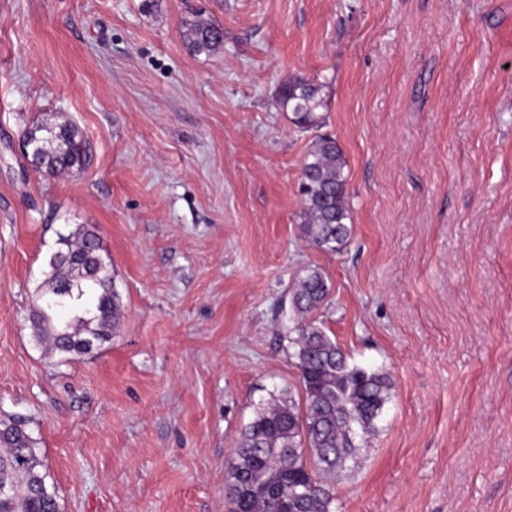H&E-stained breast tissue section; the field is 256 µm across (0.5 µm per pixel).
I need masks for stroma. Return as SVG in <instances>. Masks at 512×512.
Instances as JSON below:
<instances>
[{"instance_id": "stroma-1", "label": "stroma", "mask_w": 512, "mask_h": 512, "mask_svg": "<svg viewBox=\"0 0 512 512\" xmlns=\"http://www.w3.org/2000/svg\"><path fill=\"white\" fill-rule=\"evenodd\" d=\"M196 11L223 51L188 52ZM291 75L346 159L338 254L300 233ZM50 112L85 167L26 157ZM78 224L121 316L63 361L30 316ZM307 267L391 382L333 512H512V0H0V417L28 418L63 512H230L236 437L299 389L283 304Z\"/></svg>"}]
</instances>
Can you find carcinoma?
<instances>
[{"instance_id":"obj_1","label":"carcinoma","mask_w":512,"mask_h":512,"mask_svg":"<svg viewBox=\"0 0 512 512\" xmlns=\"http://www.w3.org/2000/svg\"><path fill=\"white\" fill-rule=\"evenodd\" d=\"M181 36L194 56H210L224 45V31L211 22L185 23ZM320 85L295 76L283 84L282 106L301 131L324 124ZM39 150L43 168L58 174L82 167L89 158L87 141L70 122H45L25 132ZM346 160L336 139L313 137L301 169L300 192L308 245L338 254L347 246ZM49 277L39 297L60 287L64 305L33 307V335L60 355L86 354L112 337L120 318L119 297L101 253L100 239L77 224L57 240ZM330 294L326 276L307 268L288 289L296 316L288 338L300 372L301 393L283 392L255 408L227 461L226 489L232 512H332L331 485L356 462L359 441L375 427L389 399L388 376L349 361L321 319ZM68 319L55 323L51 313ZM0 512H61L58 492L48 484L37 440L19 417L0 418Z\"/></svg>"}]
</instances>
